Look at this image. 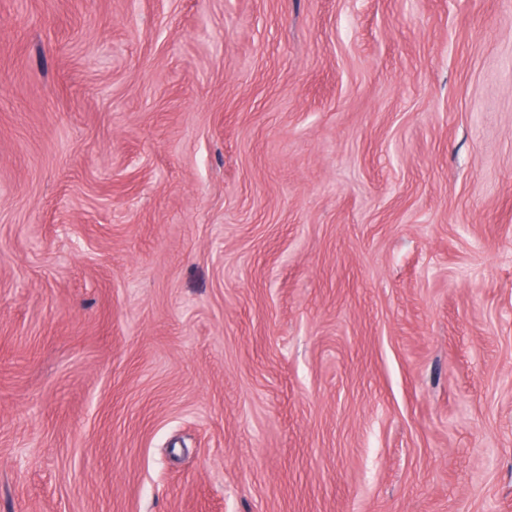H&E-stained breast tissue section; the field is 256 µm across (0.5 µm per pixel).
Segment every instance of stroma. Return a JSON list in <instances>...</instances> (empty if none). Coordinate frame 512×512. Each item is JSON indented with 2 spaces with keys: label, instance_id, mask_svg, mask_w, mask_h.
<instances>
[{
  "label": "stroma",
  "instance_id": "stroma-1",
  "mask_svg": "<svg viewBox=\"0 0 512 512\" xmlns=\"http://www.w3.org/2000/svg\"><path fill=\"white\" fill-rule=\"evenodd\" d=\"M0 512H512V0H0Z\"/></svg>",
  "mask_w": 512,
  "mask_h": 512
}]
</instances>
